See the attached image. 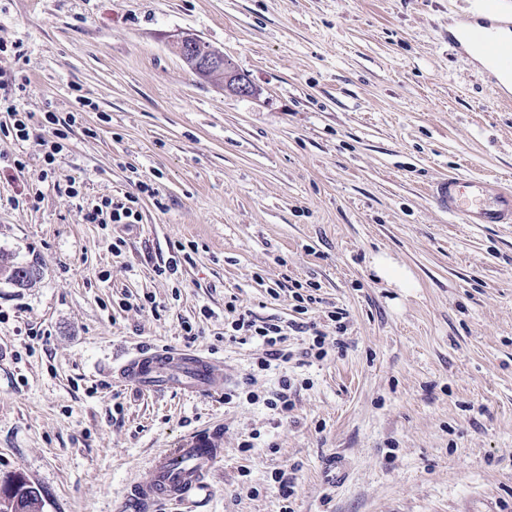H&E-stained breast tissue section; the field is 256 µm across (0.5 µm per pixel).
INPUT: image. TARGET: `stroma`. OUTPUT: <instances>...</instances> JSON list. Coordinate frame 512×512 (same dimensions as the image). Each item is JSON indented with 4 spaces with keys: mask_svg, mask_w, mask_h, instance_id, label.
Segmentation results:
<instances>
[{
    "mask_svg": "<svg viewBox=\"0 0 512 512\" xmlns=\"http://www.w3.org/2000/svg\"><path fill=\"white\" fill-rule=\"evenodd\" d=\"M483 2L0 0V39L26 49L0 81L32 82L28 139L0 135V255L39 271L0 278V485L23 474L43 512H120L153 457L216 425L208 512H512V224L459 223L429 191L512 182V107L448 44ZM187 36L252 93L196 74ZM50 112L68 126L54 174ZM108 199L139 223H87ZM183 246L192 263L157 275ZM379 254L416 287L377 278ZM298 283L318 288L322 362L262 370L225 343L230 297L288 320ZM149 345L222 361L239 398L114 385ZM285 373L281 420L262 398Z\"/></svg>",
    "mask_w": 512,
    "mask_h": 512,
    "instance_id": "obj_1",
    "label": "stroma"
}]
</instances>
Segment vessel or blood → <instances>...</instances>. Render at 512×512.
Returning <instances> with one entry per match:
<instances>
[{"mask_svg":"<svg viewBox=\"0 0 512 512\" xmlns=\"http://www.w3.org/2000/svg\"><path fill=\"white\" fill-rule=\"evenodd\" d=\"M504 30L512 31V14L487 7L456 24L448 34V43L459 52L473 45L481 48L492 64L491 78L500 87L499 99L507 104L512 102V92L503 83L512 80V42L500 40ZM439 193L449 215L462 223L512 224V185L489 177L452 174L440 185ZM112 379L143 393L179 390L209 397L222 392L227 374L222 362L195 352L143 347L113 368ZM223 461L224 436L220 429L182 440L176 448L152 460L146 478L127 495L124 512H160L167 503L192 498L207 503L213 494L208 478Z\"/></svg>","mask_w":512,"mask_h":512,"instance_id":"b4317fda","label":"vessel or blood"}]
</instances>
